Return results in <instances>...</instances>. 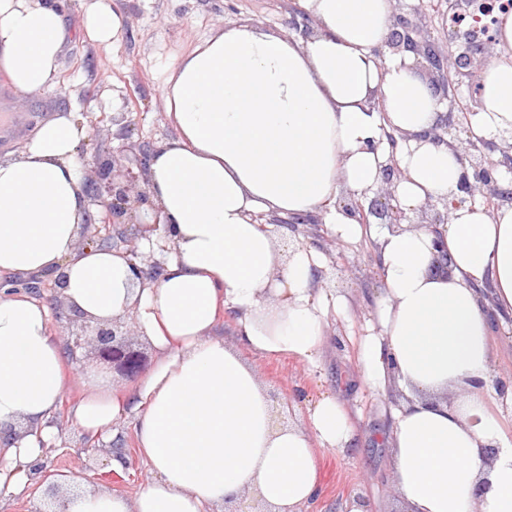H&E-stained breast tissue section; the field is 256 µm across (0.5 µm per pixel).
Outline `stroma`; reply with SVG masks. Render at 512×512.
I'll use <instances>...</instances> for the list:
<instances>
[{"instance_id":"obj_1","label":"stroma","mask_w":512,"mask_h":512,"mask_svg":"<svg viewBox=\"0 0 512 512\" xmlns=\"http://www.w3.org/2000/svg\"><path fill=\"white\" fill-rule=\"evenodd\" d=\"M121 18L119 41L105 48L75 34L68 44L55 80L32 95L18 93L0 74V156L19 153L41 120L55 112H72L85 123L89 136L81 147L85 182L99 179L104 161L115 160V182L135 176L132 194L147 192V163L152 151L174 136L160 102L159 90L179 59L226 24H246L299 39L292 27L301 10L297 0H111ZM290 238L314 244L325 257V292L343 296L346 316L330 321L320 369L294 359L246 354L264 385L274 409L288 423H307L297 395L308 397L329 391L342 400L360 427L356 448L348 453L322 452L321 494L310 512H346L357 496L370 502L373 512H400L392 475L389 407L405 399L404 388L392 385L381 396L359 379L358 338L366 331L381 286L379 255L373 239L335 245L333 237L317 236L312 225L298 224ZM64 400L52 419L55 429L40 468L34 469L27 487L19 493H0V512H33L46 502L52 471L74 473L72 490H109L135 497L145 484V470L136 443L132 419L114 422L117 445L130 461L117 482L102 480L109 471L108 450L92 453L83 447L84 429L71 409L84 383L94 379L110 390L129 386L128 378L101 364L93 344L82 343L70 356Z\"/></svg>"}]
</instances>
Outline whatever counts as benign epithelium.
Returning <instances> with one entry per match:
<instances>
[{
  "label": "benign epithelium",
  "instance_id": "1",
  "mask_svg": "<svg viewBox=\"0 0 512 512\" xmlns=\"http://www.w3.org/2000/svg\"><path fill=\"white\" fill-rule=\"evenodd\" d=\"M430 8L429 0H418V4L412 8L413 17L394 13L385 45L394 53L412 54L415 67L427 71L431 76V91L448 103L444 120L432 130V142L445 144L455 151L463 170L459 194L440 206L428 201L417 209L407 211L402 208L397 189L405 178V172L395 155L396 138L393 133L386 131L384 136L391 151L380 166V183L373 190V195H368L365 190L359 194L343 192L339 197L346 213L361 224H369L373 218L392 229L403 224H446L453 210L465 202L476 201L478 196L486 200L483 207L492 216L499 207L497 200L504 197L497 184V170L501 162L487 154L486 143L481 139L460 140L449 134L453 111H465L455 97L454 83L464 77L469 79L471 87H480L481 74L495 56L492 46L496 45V37L490 33L485 37H474L464 44L456 32L450 31L448 44L442 45L429 28ZM113 166L112 161L102 164L100 181L92 185L96 202L105 211L102 218L104 224L111 223L131 209L129 189L107 180ZM68 321L81 324L98 358L112 365L122 375L134 378L145 370L147 357L130 343V329L123 328L120 319L93 322L81 312L72 310L68 314Z\"/></svg>",
  "mask_w": 512,
  "mask_h": 512
}]
</instances>
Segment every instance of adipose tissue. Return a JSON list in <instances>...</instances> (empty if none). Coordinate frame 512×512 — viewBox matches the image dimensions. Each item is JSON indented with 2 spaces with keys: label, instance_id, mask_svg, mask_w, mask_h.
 Wrapping results in <instances>:
<instances>
[{
  "label": "adipose tissue",
  "instance_id": "1",
  "mask_svg": "<svg viewBox=\"0 0 512 512\" xmlns=\"http://www.w3.org/2000/svg\"><path fill=\"white\" fill-rule=\"evenodd\" d=\"M314 33L301 42L248 25L219 29L180 59L160 98L176 135L148 162L159 234L173 249L158 279L135 277L132 256L82 248L94 215L79 147L88 128L57 112L17 157L0 158V274L63 273L68 308L109 320L134 315L161 354L127 390L88 384L73 408L108 440L121 416L153 474L135 498L109 491L66 497V512H217L254 492L269 512H300L320 494V454L355 447L360 429L336 395L304 405L306 428L277 424L254 369L224 343L230 314L253 353L319 367L326 327L344 297L315 288L324 264L298 245L284 255L258 214L319 217L344 242L373 237L383 288L359 343L360 380L387 393L416 391L391 412L395 484L408 512H512V428L486 393L494 324L512 318V206L488 216L477 203L449 223L381 231L346 215L341 191L362 192L395 152L407 178L403 208L458 192L461 167L428 132L444 103L415 73L413 55L380 62L393 0H298ZM79 28L112 44L120 19L85 0ZM75 29L54 0H0V72L32 94L52 82ZM482 74L474 137L512 132V15ZM385 98L384 111L370 103ZM403 133L396 148L382 127ZM378 150H371V143ZM442 239L449 273L433 267ZM46 304L0 295V488L19 492L43 453L69 370ZM24 423L15 436L9 426Z\"/></svg>",
  "mask_w": 512,
  "mask_h": 512
}]
</instances>
